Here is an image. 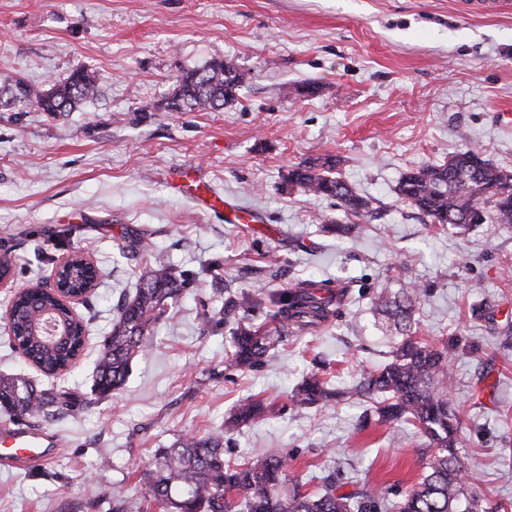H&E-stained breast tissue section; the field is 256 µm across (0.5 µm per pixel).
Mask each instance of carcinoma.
Here are the masks:
<instances>
[{
	"label": "carcinoma",
	"instance_id": "obj_1",
	"mask_svg": "<svg viewBox=\"0 0 512 512\" xmlns=\"http://www.w3.org/2000/svg\"><path fill=\"white\" fill-rule=\"evenodd\" d=\"M237 68L213 60L202 68L184 72L168 102L170 110L208 112L224 106L242 85ZM97 94L96 81L83 68L45 89L18 80L0 87V110L17 103L41 112H71ZM338 165L331 157L309 159L288 170L284 183L305 193L336 200L344 213L356 219L352 224H333L327 230L338 235H358L374 218L371 200L359 195L345 181L330 176ZM397 195L435 224L458 229L475 225L481 212L494 224H512V170L490 163L477 147L453 154L448 162L427 165L404 174ZM128 248L152 251L155 257L139 271L138 287L132 297L118 304L112 330L93 363L92 392L99 400L124 389L134 357L150 340L154 322L165 308L174 304L190 282L160 254L154 244L142 237ZM96 277L81 267L67 273L64 283L79 290ZM424 290L413 285L392 294L382 290L376 297V310L394 318L401 340L394 343L391 360L363 377L351 390L339 389L312 373L291 394L294 409L325 407L351 394L369 398L381 396L362 419L389 428L408 423L433 449L421 480L398 504L389 499V489L368 482L351 484L336 480L329 473L319 477L320 486L304 493L301 484L288 478V456L278 451L255 454L232 465L224 459V446L232 433L264 419L267 405L247 398L235 403L224 424L205 435H179L167 448H159L151 466L143 473V488L136 498L119 500L112 512H147L149 504L160 512H508L512 503L489 505L476 492L478 474L461 460L460 419L449 389L453 385V345L437 347L415 340L409 334L413 306ZM348 290L337 291L324 283L304 280L268 298L258 293L245 300L255 314L238 321L231 338L232 350L224 360L225 369L236 371L260 367L267 354L282 341L283 335L267 327L280 321L298 331L320 327L336 313ZM274 306L275 310L268 309ZM85 324L75 322L70 311L48 293L33 290L12 302L10 333L26 361L38 365L47 378L70 371L73 357L83 351ZM73 411L71 401L51 388H37L21 375H0V414L11 422L40 415L61 421Z\"/></svg>",
	"mask_w": 512,
	"mask_h": 512
}]
</instances>
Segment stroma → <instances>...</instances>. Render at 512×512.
I'll return each mask as SVG.
<instances>
[{"instance_id":"stroma-1","label":"stroma","mask_w":512,"mask_h":512,"mask_svg":"<svg viewBox=\"0 0 512 512\" xmlns=\"http://www.w3.org/2000/svg\"><path fill=\"white\" fill-rule=\"evenodd\" d=\"M244 72L235 99L212 112L167 103L183 71L211 60ZM96 98L51 115L25 104L0 112V254L10 287L48 280L80 250L99 285L77 312L85 350L71 373L48 381L9 347L0 320V373L24 372L76 403L53 424L48 454L0 466V512H112L139 495L157 449L177 435L219 428L237 401L265 400L263 421L235 431L228 459L269 448L299 482L328 472L387 486L393 500L424 472L414 428L359 430L366 402L291 410L289 396L325 369L339 387L389 361L395 330L373 315L382 288L424 294L414 339L452 341L451 397L460 448L489 504L512 503V227L464 233L397 195L403 174L478 146L512 168V9L468 15L460 0H0V85L42 86L75 68ZM316 84V95L301 93ZM334 156V177L379 213L356 238L326 232L345 216L334 200L284 184L289 167ZM228 197L256 217L228 224L200 210L199 192ZM153 240L194 282L134 359L124 390L96 401L91 367L118 302L135 292L146 254L121 257L129 236ZM302 280L348 288L335 317L314 333L289 331L258 369L225 374L233 319L224 300L272 294ZM0 288V313L10 299ZM488 318L472 316L481 302ZM209 310L215 321L201 323Z\"/></svg>"}]
</instances>
